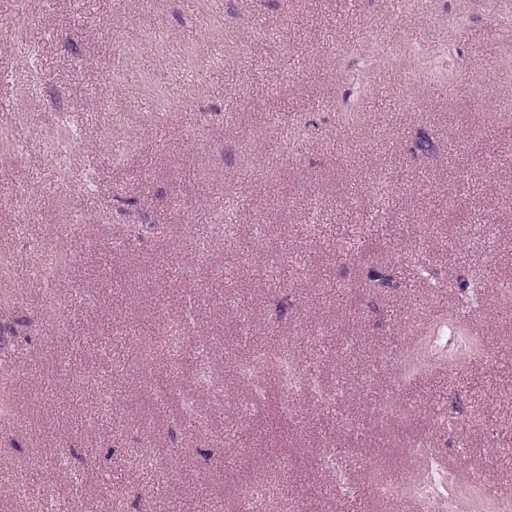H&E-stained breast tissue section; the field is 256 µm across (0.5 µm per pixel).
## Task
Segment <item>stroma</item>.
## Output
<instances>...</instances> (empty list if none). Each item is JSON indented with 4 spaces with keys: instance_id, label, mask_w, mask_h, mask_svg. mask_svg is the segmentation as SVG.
Masks as SVG:
<instances>
[{
    "instance_id": "stroma-1",
    "label": "stroma",
    "mask_w": 512,
    "mask_h": 512,
    "mask_svg": "<svg viewBox=\"0 0 512 512\" xmlns=\"http://www.w3.org/2000/svg\"><path fill=\"white\" fill-rule=\"evenodd\" d=\"M509 281L494 0H0V512H496ZM284 343L331 403L252 398Z\"/></svg>"
}]
</instances>
